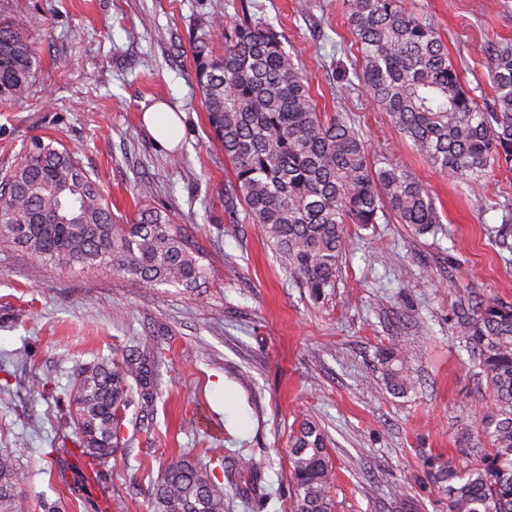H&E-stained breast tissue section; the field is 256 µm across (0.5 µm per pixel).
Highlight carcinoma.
<instances>
[{"mask_svg": "<svg viewBox=\"0 0 512 512\" xmlns=\"http://www.w3.org/2000/svg\"><path fill=\"white\" fill-rule=\"evenodd\" d=\"M347 23L361 65L358 86L443 174L480 190L495 166L512 165V43L488 42L492 106L482 107L462 83L435 29L402 0H347ZM224 53L208 42L194 50L195 75L215 137L232 177L224 207L242 205L260 225L280 264L319 303L336 288L348 245L347 226L377 223L391 212L417 234L443 232L432 196L405 168L370 156L359 131L319 111L310 82L288 43L268 23L246 14L225 25ZM36 46L26 20L0 24V103L24 101L39 80ZM19 247L64 268L112 271L145 288H192L207 278L202 252L169 216L145 210L122 224L74 152L35 139L0 177V244ZM455 328L477 386L494 411L477 436L462 432L469 459L432 458L427 476L446 495L448 512H512V303L490 295L460 296ZM162 344L144 337L119 359L87 363L69 392L79 457L104 463L123 444L127 411L153 417L163 390ZM386 388H415L405 351L377 352ZM295 512H333V465L321 427L304 421L289 454ZM238 473L262 489V472L247 458ZM20 472L0 453V512H23ZM154 512H225L224 486L213 472L173 455L153 491Z\"/></svg>", "mask_w": 512, "mask_h": 512, "instance_id": "carcinoma-1", "label": "carcinoma"}]
</instances>
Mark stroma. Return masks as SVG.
Here are the masks:
<instances>
[{"instance_id":"35a3bbf8","label":"stroma","mask_w":512,"mask_h":512,"mask_svg":"<svg viewBox=\"0 0 512 512\" xmlns=\"http://www.w3.org/2000/svg\"><path fill=\"white\" fill-rule=\"evenodd\" d=\"M242 10L287 40L322 111L404 166L430 191L447 237L415 233L390 214L349 246L333 294L314 303L296 288L245 210H224L231 167L196 87L194 43L213 4ZM448 46L467 88L490 98L481 44L512 41V0H403ZM23 15L40 80L21 104L0 105V173L36 137L75 151L114 214L151 208L185 225L209 268L194 289L145 288L129 276L62 270L0 247V453L13 455L26 512H150L166 459L186 455L216 472L240 456L263 470L265 502L229 493L225 512H294L291 439L302 420L328 437L334 512H446L425 462L458 458L462 428L490 415L460 348V292L512 302V169L482 190L439 173L337 65L358 53L344 0H0ZM163 101L183 115L174 147L142 115ZM149 335L166 349L163 395L150 443L118 448L98 469L66 453L75 441L68 394L81 363L120 356ZM408 348L416 387L393 395L379 348ZM41 382L43 395L27 387ZM220 448L224 459L212 461Z\"/></svg>"}]
</instances>
